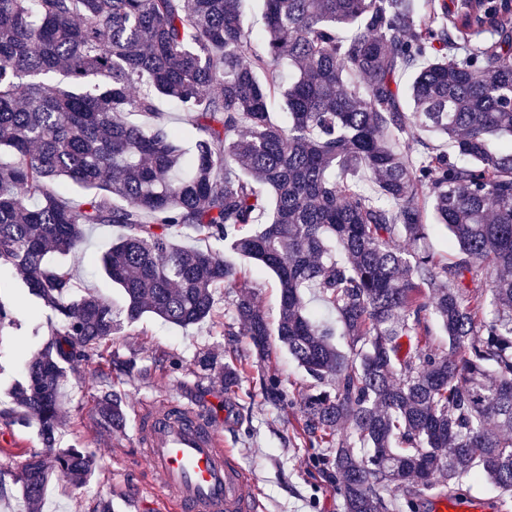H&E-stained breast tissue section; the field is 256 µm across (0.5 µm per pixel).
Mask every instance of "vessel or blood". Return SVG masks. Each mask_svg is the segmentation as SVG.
<instances>
[{"mask_svg":"<svg viewBox=\"0 0 512 512\" xmlns=\"http://www.w3.org/2000/svg\"><path fill=\"white\" fill-rule=\"evenodd\" d=\"M135 440L175 512H257L254 486L209 404L168 399L134 409Z\"/></svg>","mask_w":512,"mask_h":512,"instance_id":"obj_1","label":"vessel or blood"}]
</instances>
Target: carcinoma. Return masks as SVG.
<instances>
[{
  "instance_id": "obj_1",
  "label": "carcinoma",
  "mask_w": 512,
  "mask_h": 512,
  "mask_svg": "<svg viewBox=\"0 0 512 512\" xmlns=\"http://www.w3.org/2000/svg\"><path fill=\"white\" fill-rule=\"evenodd\" d=\"M242 2L0 0V266L57 318L10 391L20 413L0 417L35 420L49 448L74 363L147 314L210 317L242 272L179 245L184 233L276 276L277 323L241 292L224 335L247 337L259 361L275 336L305 372L296 392L268 375L259 393L299 407L305 446L331 449L323 472L344 512H396L410 488L412 509L482 479L512 512V0H263L257 36ZM160 96L190 114L192 152L161 122L124 119L155 114ZM274 100L288 124L271 120ZM63 181L90 194L73 204ZM425 192L455 248L446 262L425 247ZM95 224L121 229L101 263L122 318L49 262ZM6 325L23 322L0 301ZM196 366L237 382L209 352ZM96 406L123 429L120 393L100 390ZM27 457L19 475L0 469V491L19 483L34 507L54 472L79 486L93 465L73 445Z\"/></svg>"
}]
</instances>
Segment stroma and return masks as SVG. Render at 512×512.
<instances>
[{"label": "stroma", "mask_w": 512, "mask_h": 512, "mask_svg": "<svg viewBox=\"0 0 512 512\" xmlns=\"http://www.w3.org/2000/svg\"><path fill=\"white\" fill-rule=\"evenodd\" d=\"M118 234L115 227L99 225L86 232L77 254L56 257L69 268L77 294L94 293L121 307L124 296L100 266L102 250ZM234 289L215 294L213 319L180 327L144 317L113 336L107 347L113 358L133 359L135 367L121 376V391L127 401L142 399L162 404L169 395L210 403L224 425V445L233 449L250 474L261 503L260 512H344L343 499L334 483L317 472V461L328 454L324 448H308L294 426L298 409H279L265 404L258 392L259 367L253 366L248 341L228 336L225 325L232 321ZM0 300L32 315L38 334L29 328L0 329V401L8 399L12 386L24 375L30 353L47 340L55 320L28 295L20 274L12 267L0 268ZM208 350L222 362H248L237 384L225 387L213 376L200 372L199 352ZM100 360L77 362L68 374L66 425L58 445L75 444L94 456L93 475L82 486H74L65 475H55L48 485L40 512H92L98 498L112 502V512H169L156 489L147 463L133 441L134 426L121 433L100 427L95 401L102 384ZM34 421L9 425L0 421V468L19 471L25 451L40 448Z\"/></svg>", "instance_id": "stroma-1"}]
</instances>
